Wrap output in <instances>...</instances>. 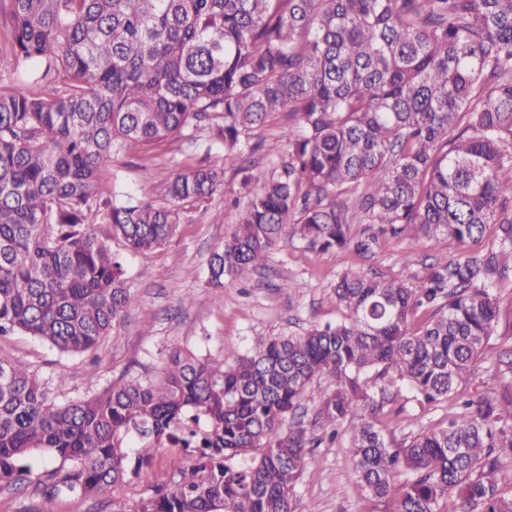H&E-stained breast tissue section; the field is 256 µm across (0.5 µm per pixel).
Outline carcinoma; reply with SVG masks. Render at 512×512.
<instances>
[{
    "label": "carcinoma",
    "mask_w": 512,
    "mask_h": 512,
    "mask_svg": "<svg viewBox=\"0 0 512 512\" xmlns=\"http://www.w3.org/2000/svg\"><path fill=\"white\" fill-rule=\"evenodd\" d=\"M0 23L33 64L0 93V336L96 348L137 301L112 242L161 248L229 168L242 199L209 262L215 303L282 242L370 250L356 224L460 249L409 280L344 272L334 324L245 354L226 342L221 360L178 349L162 376L77 401L0 359V488L30 476L38 512L61 493L107 499L191 418L194 463L157 477L134 512H296L314 427L334 438L344 424L358 491L383 498L405 472L394 512H512V381L399 443L383 422L406 392H457L512 333L497 294L512 270V0H0ZM277 116L288 154L258 168ZM179 139L220 156L168 174V204L105 181L131 148ZM321 378L308 423L301 402ZM134 429L147 447H127ZM36 451L71 466L35 474Z\"/></svg>",
    "instance_id": "obj_1"
}]
</instances>
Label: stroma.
Listing matches in <instances>:
<instances>
[{"label":"stroma","mask_w":512,"mask_h":512,"mask_svg":"<svg viewBox=\"0 0 512 512\" xmlns=\"http://www.w3.org/2000/svg\"><path fill=\"white\" fill-rule=\"evenodd\" d=\"M203 157L202 146L168 143L149 153L133 149L113 160L110 168L118 174L120 189L137 196L146 181L161 183L169 172L195 165ZM238 190L237 177L226 173L224 191L215 196L210 211H188L175 236L160 250L130 254L120 242H113V250L123 256L129 284L139 301L96 350L62 353L16 332L0 337V358L30 366L58 401L78 400L122 378L160 376L175 348L220 359L228 342L245 353L259 337L300 334L312 324L336 321L340 313L332 286L344 270L404 280L456 253L445 244L432 248L415 243L408 235L380 237L372 251L363 255L320 252L299 242L284 243L271 250L265 268L248 281L225 283L223 301L216 305L210 299L207 269L228 226L215 222L213 213L223 209L225 200L236 197ZM510 377L512 335H498L477 361L465 392L478 398ZM454 408L451 399L427 408L410 400L403 417L389 419L386 425L392 437L400 441L411 433V420L435 426ZM348 444L344 435L313 449L315 463L295 488L297 512H392L403 475L393 476L384 499L358 492ZM191 463L189 455L161 448L149 467L129 476L114 492L111 502L71 494L59 496L54 508L56 512H133L140 498L148 495L156 475L173 474Z\"/></svg>","instance_id":"obj_1"}]
</instances>
